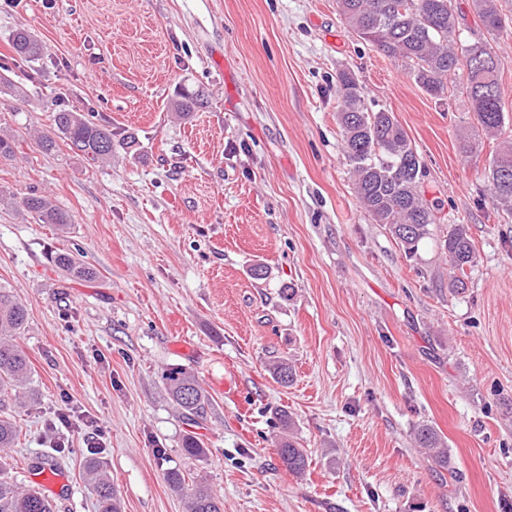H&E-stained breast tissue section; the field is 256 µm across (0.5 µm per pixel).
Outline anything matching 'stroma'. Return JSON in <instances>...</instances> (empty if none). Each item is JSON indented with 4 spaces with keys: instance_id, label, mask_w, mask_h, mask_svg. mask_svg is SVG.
<instances>
[{
    "instance_id": "1",
    "label": "stroma",
    "mask_w": 512,
    "mask_h": 512,
    "mask_svg": "<svg viewBox=\"0 0 512 512\" xmlns=\"http://www.w3.org/2000/svg\"><path fill=\"white\" fill-rule=\"evenodd\" d=\"M20 28L42 42L38 60L14 56ZM0 63V132L15 142L0 156V283L28 310L16 342L35 391L13 412L14 481L51 459L69 482L56 512H96L92 449L122 512H184L170 468L205 478L224 512H512V215L483 180L512 122L486 137L461 83L430 97L336 0H0ZM346 68L425 165L439 223L414 257L356 199L336 118ZM185 90L204 105L182 119ZM58 109L135 145L103 166L63 140L43 153L35 134ZM464 128L480 145L468 159ZM33 193L71 224L25 210ZM455 224L476 253L461 294L442 247ZM61 250L95 277L57 269ZM276 360L293 382L273 379ZM173 366L208 397L197 420L167 394ZM282 407L310 462L299 477L276 452ZM421 424L447 463L419 448ZM187 434L204 458L182 454Z\"/></svg>"
}]
</instances>
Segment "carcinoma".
I'll return each mask as SVG.
<instances>
[{
  "label": "carcinoma",
  "instance_id": "cac0c4a2",
  "mask_svg": "<svg viewBox=\"0 0 512 512\" xmlns=\"http://www.w3.org/2000/svg\"><path fill=\"white\" fill-rule=\"evenodd\" d=\"M474 12L490 35L504 30L500 0H472ZM338 14L364 42L375 47L407 70L415 83L432 97H440L448 83L459 79L466 88L468 111L489 137L497 136L504 125L506 107L499 82V55L484 38L462 37L461 16L453 0H336ZM13 52L35 61L43 45L31 32L20 30L11 38ZM337 119L350 165L355 196L377 224L385 225L413 257L419 246L432 238L437 217L421 191L425 166L407 133L387 110L373 111L365 102V92L356 74L343 69L337 74ZM203 106L201 95L185 93L175 104L178 114L187 117ZM62 137L82 153L91 164L112 162L115 133L76 110L53 112L52 131L38 136L44 152L56 147ZM491 206L512 214V143L503 145L489 160L483 173ZM22 206L44 224H70L71 217L45 196L31 195ZM450 269L448 288L458 292L466 287L465 269L475 261L468 228L455 224L443 240ZM55 266L76 277H92L93 269L72 253L55 255ZM27 310L10 291L0 285V512H54L53 503L35 488L17 484L9 476L7 456L18 430L6 412L4 394L30 385L31 366L14 337L27 327ZM173 403L188 417L203 413L206 395L191 371L174 367L163 376ZM283 432L277 454L288 472L301 474L308 466V455L292 432L288 411H276ZM417 444L441 463H448V448L431 427L415 431ZM185 455L200 458L206 448L194 436L181 443ZM86 473L97 495V512H121L120 501L112 488L103 464L95 457L86 460ZM186 512H224L219 500L201 481L193 482L187 495Z\"/></svg>",
  "mask_w": 512,
  "mask_h": 512
}]
</instances>
